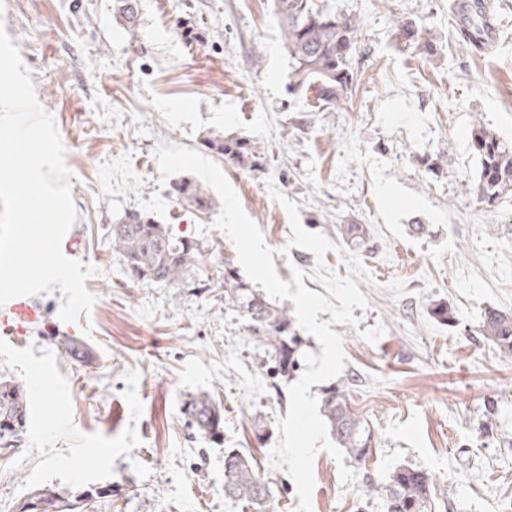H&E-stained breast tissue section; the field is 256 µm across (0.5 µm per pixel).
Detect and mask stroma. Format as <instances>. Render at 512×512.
I'll list each match as a JSON object with an SVG mask.
<instances>
[{
    "label": "stroma",
    "instance_id": "stroma-1",
    "mask_svg": "<svg viewBox=\"0 0 512 512\" xmlns=\"http://www.w3.org/2000/svg\"><path fill=\"white\" fill-rule=\"evenodd\" d=\"M1 1L71 171L77 220L62 252L100 273L85 283L92 312L72 329L56 326L58 290L35 296L43 321L22 339L0 328V378L23 387L30 407L20 443L0 456V512H20L42 487L80 501L76 512H246L224 496L231 449L271 481L274 512H295V483L271 451L300 374L273 375L244 311L224 302L225 279L247 277L213 227L221 202L182 205L157 158L163 143L204 151L213 134L266 155L259 171L212 159L282 280L313 272L315 257L289 247L269 185L298 203L308 231L335 243L340 225L369 231L358 251L372 276L359 285L369 307L354 309L359 326L333 330L377 445L362 464L317 454L313 512H384L367 486L402 464L446 490L439 512H512V357L475 336L485 309H512V197L478 203L469 148L477 120L512 141V0H336L362 29L356 80L328 110L316 87H291L273 0H139L133 27L115 20L114 0ZM479 10L492 36L477 50L459 34ZM400 22L427 30L435 54H411L396 38ZM133 210L198 244L193 283L129 277L112 226ZM416 220L426 235L409 234ZM439 300L455 309L456 329L430 318ZM70 331L93 364L61 347ZM201 395L224 406L223 440L184 412ZM343 465L353 482H342Z\"/></svg>",
    "mask_w": 512,
    "mask_h": 512
}]
</instances>
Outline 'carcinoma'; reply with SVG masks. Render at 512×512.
Segmentation results:
<instances>
[{
	"mask_svg": "<svg viewBox=\"0 0 512 512\" xmlns=\"http://www.w3.org/2000/svg\"><path fill=\"white\" fill-rule=\"evenodd\" d=\"M282 38L291 58V79L300 87L318 86L323 108L337 104L354 80L352 48L360 36L356 16L336 11L333 0H273ZM119 22L136 25L138 0H117ZM409 48L433 52L434 43L426 32L411 23L397 27ZM206 144L244 169L262 168L263 153L251 142L226 140L217 135ZM470 148L478 162L475 194L489 207L512 195V143L475 121L470 130ZM178 200L196 210L208 209L211 199L202 185L186 181L176 188ZM338 232L346 242L362 245L368 239L362 224H343ZM112 247L124 258L130 277L154 283H187L197 272L198 252L188 241L175 240L162 224L140 212H128L112 225ZM224 298L245 310L251 332L258 342L275 353L283 369L296 366L302 337L287 311L273 306L262 294L242 283L224 289ZM428 314L437 323L455 328L457 314L445 301L430 305ZM477 334L500 354L512 356V310L490 308L484 312ZM354 379L327 386L321 398V414L331 436L355 461L365 460L376 447L374 427L359 412L351 395ZM29 415L23 389L8 380L0 381V452L13 450L19 442ZM192 424L202 433L219 436L224 424V409L208 397H198L187 407ZM385 512H437L438 496L444 495L432 476L408 465L395 467L387 476ZM224 496L257 512H272V488L240 452L224 455ZM68 503L50 487L33 491L23 500L20 512H66Z\"/></svg>",
	"mask_w": 512,
	"mask_h": 512,
	"instance_id": "obj_1",
	"label": "carcinoma"
}]
</instances>
